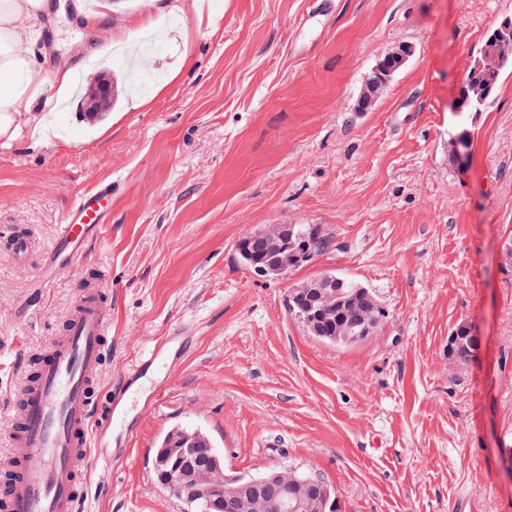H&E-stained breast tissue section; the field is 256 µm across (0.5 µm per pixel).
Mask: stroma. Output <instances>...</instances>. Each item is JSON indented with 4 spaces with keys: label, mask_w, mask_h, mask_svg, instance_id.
<instances>
[{
    "label": "stroma",
    "mask_w": 512,
    "mask_h": 512,
    "mask_svg": "<svg viewBox=\"0 0 512 512\" xmlns=\"http://www.w3.org/2000/svg\"><path fill=\"white\" fill-rule=\"evenodd\" d=\"M45 26L55 62L111 31L137 34L147 0H59ZM108 9L84 29L77 5ZM512 0H210L166 17L146 64L147 106L129 107L125 61L79 80L80 99L47 113L44 138L0 146V228L35 247L18 261L0 237V460L10 400L66 323L89 272L105 271L108 392L158 336L196 338L175 369L129 394L138 433L123 460L96 462L87 512H188L160 485L154 451L173 428L206 433L228 473L300 467L334 486L340 512H512V67L480 111L455 99ZM412 55L376 104L358 100L373 68ZM190 66H182L183 57ZM468 139L466 160L448 148ZM112 185V218L47 288L42 257L71 203ZM269 224H316L312 263L256 276L236 244ZM333 272L369 288L386 318L334 345L286 307L290 288ZM472 358L451 357L459 325Z\"/></svg>",
    "instance_id": "obj_1"
}]
</instances>
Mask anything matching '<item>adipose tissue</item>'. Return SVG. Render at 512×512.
Wrapping results in <instances>:
<instances>
[{
	"label": "adipose tissue",
	"mask_w": 512,
	"mask_h": 512,
	"mask_svg": "<svg viewBox=\"0 0 512 512\" xmlns=\"http://www.w3.org/2000/svg\"><path fill=\"white\" fill-rule=\"evenodd\" d=\"M49 0H0V144L17 140L26 115L47 90L58 98L75 88L76 67L56 66L45 42Z\"/></svg>",
	"instance_id": "ef3b65f1"
}]
</instances>
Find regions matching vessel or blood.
I'll use <instances>...</instances> for the list:
<instances>
[{
    "mask_svg": "<svg viewBox=\"0 0 512 512\" xmlns=\"http://www.w3.org/2000/svg\"><path fill=\"white\" fill-rule=\"evenodd\" d=\"M111 208V184L79 196L58 226L44 269L52 272L66 259L80 258L109 223ZM102 285L98 277L83 283L63 332L24 365L26 378L13 402L11 451L0 462V512H81L93 448L111 438L116 464L133 439V430L122 426L127 388L155 373L160 361L178 366L192 343L184 329L158 337L127 370L123 387L101 399L100 370L112 349Z\"/></svg>",
    "mask_w": 512,
    "mask_h": 512,
    "instance_id": "obj_1",
    "label": "vessel or blood"
}]
</instances>
